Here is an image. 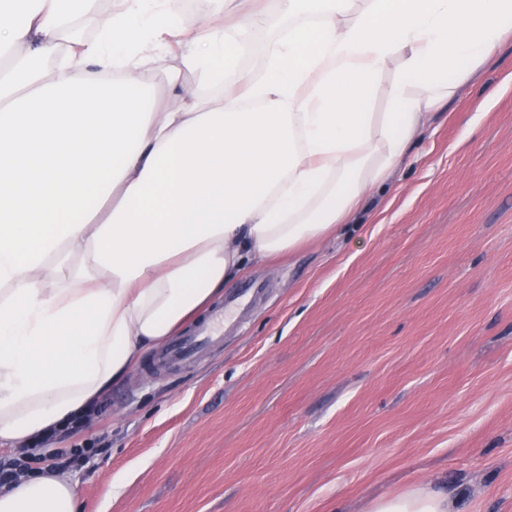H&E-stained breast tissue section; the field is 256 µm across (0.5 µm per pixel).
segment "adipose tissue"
Instances as JSON below:
<instances>
[{"mask_svg": "<svg viewBox=\"0 0 512 512\" xmlns=\"http://www.w3.org/2000/svg\"><path fill=\"white\" fill-rule=\"evenodd\" d=\"M0 0V447L61 430L246 264L364 220L414 137L512 32V0ZM279 25L254 68L252 34ZM176 109L158 107L147 63ZM196 75L187 85L184 72ZM220 93L204 95L203 87ZM385 88L389 109L368 106ZM0 512H77L56 473ZM368 512H450L416 485Z\"/></svg>", "mask_w": 512, "mask_h": 512, "instance_id": "obj_1", "label": "adipose tissue"}]
</instances>
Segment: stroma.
Wrapping results in <instances>:
<instances>
[{
	"instance_id": "obj_1",
	"label": "stroma",
	"mask_w": 512,
	"mask_h": 512,
	"mask_svg": "<svg viewBox=\"0 0 512 512\" xmlns=\"http://www.w3.org/2000/svg\"><path fill=\"white\" fill-rule=\"evenodd\" d=\"M368 224L249 266L202 360L144 355L81 434V512H367L417 484L512 512V37Z\"/></svg>"
}]
</instances>
